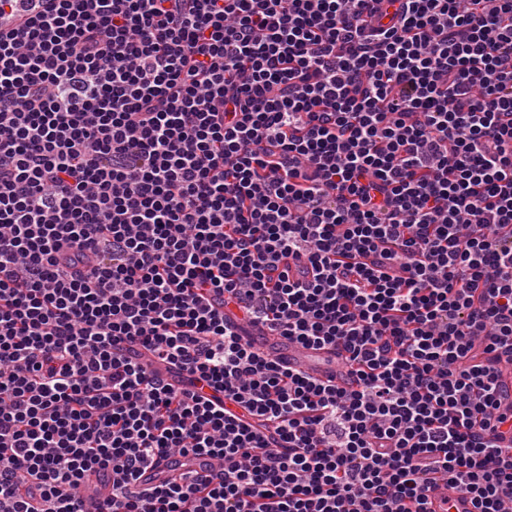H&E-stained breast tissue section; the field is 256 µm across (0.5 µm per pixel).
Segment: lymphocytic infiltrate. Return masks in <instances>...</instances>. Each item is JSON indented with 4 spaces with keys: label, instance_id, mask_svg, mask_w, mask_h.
Masks as SVG:
<instances>
[{
    "label": "lymphocytic infiltrate",
    "instance_id": "lymphocytic-infiltrate-1",
    "mask_svg": "<svg viewBox=\"0 0 512 512\" xmlns=\"http://www.w3.org/2000/svg\"><path fill=\"white\" fill-rule=\"evenodd\" d=\"M508 353L512 0H0V512H512ZM253 335L254 345L283 365L327 384L356 386L357 377L347 366L341 348L306 349L274 333L254 332ZM210 471L211 461L204 454L164 456L142 474L138 486L143 489L154 488L173 479L183 476L204 475ZM89 492L84 497V510L95 512L100 502L112 493L111 485L106 483L99 473H92L86 479ZM432 508L436 512H471L470 501L452 484L441 482L431 494Z\"/></svg>",
    "mask_w": 512,
    "mask_h": 512
}]
</instances>
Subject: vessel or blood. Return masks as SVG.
<instances>
[{"mask_svg": "<svg viewBox=\"0 0 512 512\" xmlns=\"http://www.w3.org/2000/svg\"><path fill=\"white\" fill-rule=\"evenodd\" d=\"M253 341L262 353L321 382L339 387H352L357 382L356 375L345 362L342 349L301 348L270 332L255 333ZM210 470L211 461L203 454L165 456L142 474L139 486L149 489L183 476L204 475ZM86 483L89 491L84 498L85 512H96L100 502L111 495V486L96 472L87 477ZM431 501L435 512H472L470 501L454 485L447 482L438 485L431 495Z\"/></svg>", "mask_w": 512, "mask_h": 512, "instance_id": "obj_1", "label": "vessel or blood"}]
</instances>
